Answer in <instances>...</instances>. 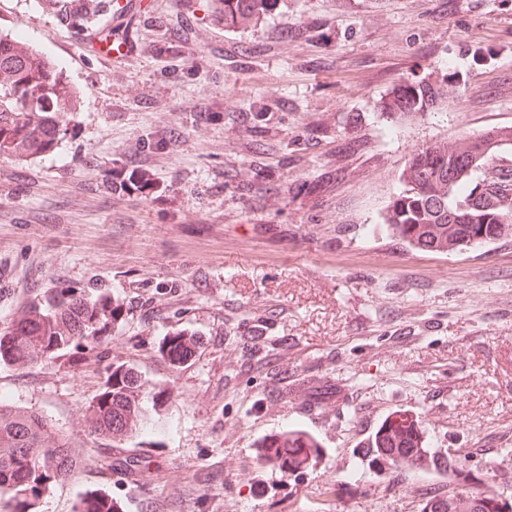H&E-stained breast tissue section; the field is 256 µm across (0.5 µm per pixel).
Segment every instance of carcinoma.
I'll list each match as a JSON object with an SVG mask.
<instances>
[{
    "label": "carcinoma",
    "instance_id": "1",
    "mask_svg": "<svg viewBox=\"0 0 512 512\" xmlns=\"http://www.w3.org/2000/svg\"><path fill=\"white\" fill-rule=\"evenodd\" d=\"M271 0H216L224 27L246 30L267 14ZM442 95L432 81L403 84L383 101L386 112H428ZM80 91L54 61L26 45L19 33L0 34V158L33 162L54 149L66 134L62 114L74 112ZM512 145V126L492 128L462 142L436 143L412 155L403 170V188L390 202L384 224L410 246L452 253L512 236V181L493 175L499 151ZM486 176L468 187L472 175ZM120 315V304L104 293L61 288L33 301L0 331V365L27 366L59 357L80 343H94ZM191 335L175 332L165 345L174 365L192 354ZM142 380L133 367L114 364L103 390L89 406L94 432L124 438L144 426L148 414ZM273 448H312L286 431ZM66 437L39 414L0 399V505L7 512H36L50 487L78 470ZM427 512H512V505L477 495L433 497ZM76 512H116L102 496L80 500Z\"/></svg>",
    "mask_w": 512,
    "mask_h": 512
}]
</instances>
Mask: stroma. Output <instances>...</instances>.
I'll list each match as a JSON object with an SVG mask.
<instances>
[{
  "instance_id": "obj_1",
  "label": "stroma",
  "mask_w": 512,
  "mask_h": 512,
  "mask_svg": "<svg viewBox=\"0 0 512 512\" xmlns=\"http://www.w3.org/2000/svg\"><path fill=\"white\" fill-rule=\"evenodd\" d=\"M115 2L81 19L0 0V31L82 91L57 148L0 158V329L58 288L122 306L65 366H0V398L85 460L38 512L91 493L119 512H422L425 480L512 503V237L442 254L383 224L415 150L512 126V0H276L247 30L214 0H136L122 19ZM108 42L130 50L108 59ZM176 65L193 71L178 86ZM423 78L443 86L434 110L380 113ZM137 155L159 202L105 182ZM179 331L196 348L175 366ZM115 363L160 399L121 440L86 423ZM397 410L417 416L424 468L359 453ZM288 430L315 440L305 460L263 458ZM193 335L175 332L171 335L165 345V353L173 365L185 362L192 354L194 340Z\"/></svg>"
}]
</instances>
